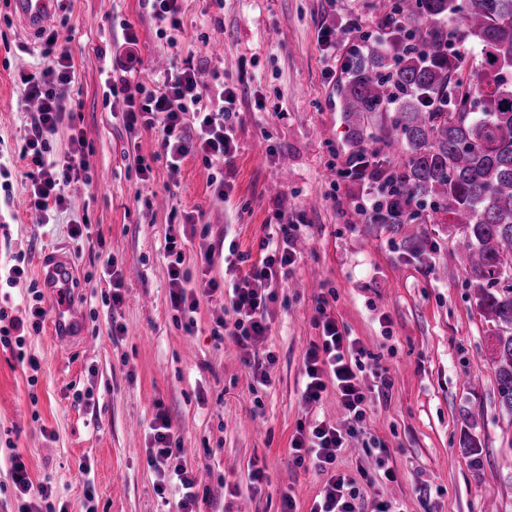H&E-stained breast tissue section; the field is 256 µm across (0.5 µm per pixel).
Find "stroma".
<instances>
[{
	"label": "stroma",
	"mask_w": 512,
	"mask_h": 512,
	"mask_svg": "<svg viewBox=\"0 0 512 512\" xmlns=\"http://www.w3.org/2000/svg\"><path fill=\"white\" fill-rule=\"evenodd\" d=\"M181 25L162 29L147 0H58L50 26L73 64L58 94L73 124L50 138L55 156L78 151L83 180L66 187L65 208L49 220L30 209L22 153L33 106L20 72L51 66L45 35L30 39L0 0V271L24 275L0 287V309L30 321L33 296L47 314L26 329L23 348L0 346V512H16L14 458L34 484L51 488L37 512H177L174 491L157 492L147 463L149 426L164 412L183 449L182 463L204 491L197 512H309L326 477L296 465L290 441L300 424H347L327 389L320 403L301 398L303 355L321 334V316L357 337L367 418L339 459L367 499L395 512H512V418L501 412L486 324L466 283V258L447 225L414 220L370 224L357 184L340 177L350 155L381 143L354 142L334 103L346 83L353 47L385 26L383 0H178ZM358 20L361 28L343 33ZM136 31L143 77L185 59L200 66L207 106L236 96L237 151L215 169L199 156L170 172L157 130L128 132L123 98L104 97L103 52ZM339 30L328 56L325 30ZM81 146H73L74 132ZM193 215L170 220L171 209ZM295 225L296 262L275 284L267 336L242 350L213 331L224 318L221 295L201 296L193 317L176 311L164 251L183 237L182 285L199 292L224 279V243L258 258L275 212ZM89 234L74 239L79 223ZM72 261L70 335L51 327L56 299L42 259ZM124 274V301L111 305L105 256ZM125 328L112 333L113 324ZM272 353L271 384L259 386L247 355ZM482 463L470 464L472 448ZM386 453L394 480L378 479ZM263 470L253 486L254 470Z\"/></svg>",
	"instance_id": "35a3bbf8"
}]
</instances>
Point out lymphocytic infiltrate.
Masks as SVG:
<instances>
[{
  "mask_svg": "<svg viewBox=\"0 0 512 512\" xmlns=\"http://www.w3.org/2000/svg\"><path fill=\"white\" fill-rule=\"evenodd\" d=\"M112 76L105 79L106 96H123L126 101L124 122L128 130L139 128L157 130L161 148L171 171H178L183 159L190 154L200 156L208 167H219L230 161L237 147L228 120L230 109L209 111L205 105L207 87L198 77L193 61L167 72L163 79L143 81L137 76L130 59H116ZM72 64L67 50H60L52 66L40 75L22 76L28 99L37 101L26 140L24 154L34 166L27 177L31 181L30 207L40 214L49 209L62 208L66 203L65 189L78 181L83 168L77 153H69L59 160H48L49 137L63 123L68 105L56 93L59 84L70 81ZM193 115L198 121L195 131H188L185 117ZM342 177L357 181L362 186L360 209L373 216L383 194V184L367 156L350 159ZM295 237L291 225L275 222L261 243L265 255L260 262L249 263L246 254L229 244L226 261L236 268L247 265V272L233 280L230 288L220 289L217 282H209V292L223 291L233 313L231 319L221 322L222 335L231 337L240 348L267 335V309L276 299L269 287L278 273L287 272L295 261ZM357 337L341 330L335 319L324 318L322 336L312 343L304 357L305 386L302 398L306 403H319L328 386H335L338 403L350 428L363 427L366 421L367 395L353 361L361 355ZM153 446L148 464L165 480L175 481L180 494L179 512H194L199 500L197 480L181 463L182 450L164 412H157L153 425ZM347 442L336 427L318 422L298 428L291 440L296 464L311 463L319 470L335 464ZM310 512H392L383 501L364 506L358 499L354 481L344 474H330L319 500Z\"/></svg>",
  "mask_w": 512,
  "mask_h": 512,
  "instance_id": "lymphocytic-infiltrate-1",
  "label": "lymphocytic infiltrate"
}]
</instances>
